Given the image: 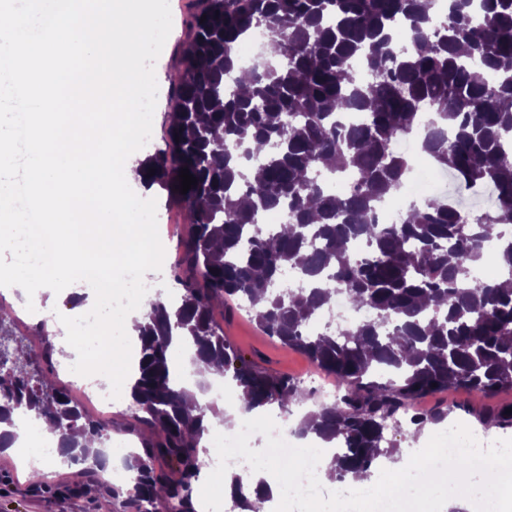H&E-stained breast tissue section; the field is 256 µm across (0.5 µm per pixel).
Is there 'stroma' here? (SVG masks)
Instances as JSON below:
<instances>
[{
	"label": "stroma",
	"mask_w": 512,
	"mask_h": 512,
	"mask_svg": "<svg viewBox=\"0 0 512 512\" xmlns=\"http://www.w3.org/2000/svg\"><path fill=\"white\" fill-rule=\"evenodd\" d=\"M172 15V34L155 62L158 94L153 114V137L137 153L145 158L165 146L164 138L169 125L171 110V80L181 68L183 44L191 29L196 0H169ZM135 192L142 198L157 201V223L169 227V238L163 239L165 257L171 267L177 264L180 242L185 234L187 216L184 208L176 203L168 191L161 186H139ZM86 282L79 281L61 293L44 290L39 295L27 297L26 293L14 287H0V308H7L9 314L6 326L12 334H26L32 345H39L41 325L37 316H27V304H34L39 314L52 312L68 313L82 308V293ZM220 328L246 361L272 373L285 374L300 381L310 393L303 406L286 411L288 428H296L305 411L319 407L321 398L316 391L315 380L322 372L302 353L282 345L264 334L247 311L236 312L230 319L220 320ZM492 402H512V390L499 392ZM480 392L447 391L426 397L418 406L432 410L439 406L450 408V420L473 425L471 410L487 406L488 402ZM49 485L39 492L29 487L27 468L21 466L15 455L0 454V512H123L126 499L135 493L133 481L101 480L93 482L81 475L76 468L59 464L47 467Z\"/></svg>",
	"instance_id": "stroma-1"
}]
</instances>
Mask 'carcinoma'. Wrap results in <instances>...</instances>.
<instances>
[{
	"instance_id": "obj_1",
	"label": "carcinoma",
	"mask_w": 512,
	"mask_h": 512,
	"mask_svg": "<svg viewBox=\"0 0 512 512\" xmlns=\"http://www.w3.org/2000/svg\"><path fill=\"white\" fill-rule=\"evenodd\" d=\"M194 38L171 89L173 121L165 149L142 163L146 183H160L190 216L175 269L183 293L150 303L137 324L139 357L129 386L128 429L151 437L127 457L135 494L124 503L155 512H196L194 483L206 461L199 444L224 417L207 404L186 406L177 383L179 348L192 363L232 373L245 411L300 405L299 382L258 370L234 350L214 318L226 301H245L256 323L281 344L305 354L339 383L342 395L319 406L295 434L314 435L333 454L336 483L395 460L388 422L419 397L448 390L493 397L512 389V288L477 278L483 249L496 253L512 278V0H454L448 14L431 0H200ZM206 20H201V17ZM414 37L400 47L392 21ZM262 28L270 34L249 83L224 81L239 65L235 47ZM432 128L423 147L450 169L459 188L494 190L488 212L454 202L411 204L397 224L376 218L394 195L408 161L390 149L417 129L423 108ZM361 123L347 126L343 115ZM197 185L180 193V171ZM355 176L348 192H332L321 176ZM288 220L266 230L261 218ZM362 238L363 255L354 251ZM295 271L299 285L282 283ZM338 292L371 317L340 332L310 336L306 325ZM21 343L0 336V449L19 436L27 414L48 425L61 462L84 472L105 469L112 425L90 416L64 388L32 369ZM512 403L474 414L482 425L512 429ZM438 408L411 420L408 435L440 426ZM171 465L158 474L153 463ZM241 512L270 498L265 481L246 494L230 475Z\"/></svg>"
}]
</instances>
